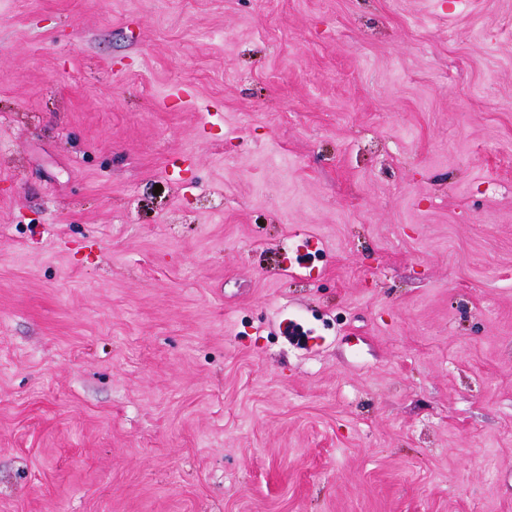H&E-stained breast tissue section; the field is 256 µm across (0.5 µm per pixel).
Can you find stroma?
Wrapping results in <instances>:
<instances>
[{
  "instance_id": "obj_1",
  "label": "stroma",
  "mask_w": 512,
  "mask_h": 512,
  "mask_svg": "<svg viewBox=\"0 0 512 512\" xmlns=\"http://www.w3.org/2000/svg\"><path fill=\"white\" fill-rule=\"evenodd\" d=\"M0 512H512V0H0Z\"/></svg>"
}]
</instances>
